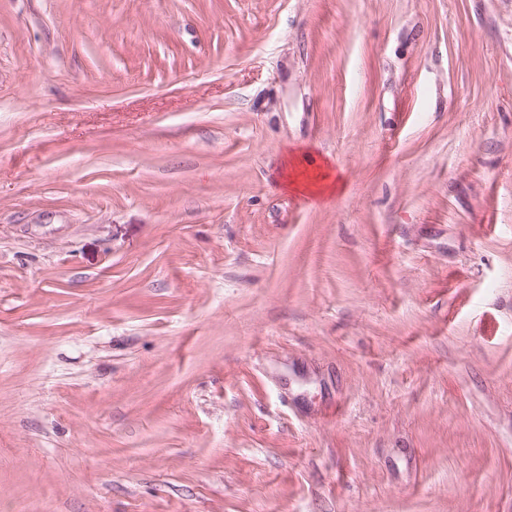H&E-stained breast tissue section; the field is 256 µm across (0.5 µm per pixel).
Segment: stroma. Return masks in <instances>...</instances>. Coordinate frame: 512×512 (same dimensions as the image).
Wrapping results in <instances>:
<instances>
[{"label": "stroma", "mask_w": 512, "mask_h": 512, "mask_svg": "<svg viewBox=\"0 0 512 512\" xmlns=\"http://www.w3.org/2000/svg\"><path fill=\"white\" fill-rule=\"evenodd\" d=\"M0 512H512V0H0ZM328 169L321 170L316 176L308 179H299L294 172L288 176L287 172L283 176L284 186L293 192L308 194L313 197H326L333 195L337 190L338 179L332 180V175Z\"/></svg>", "instance_id": "1"}]
</instances>
